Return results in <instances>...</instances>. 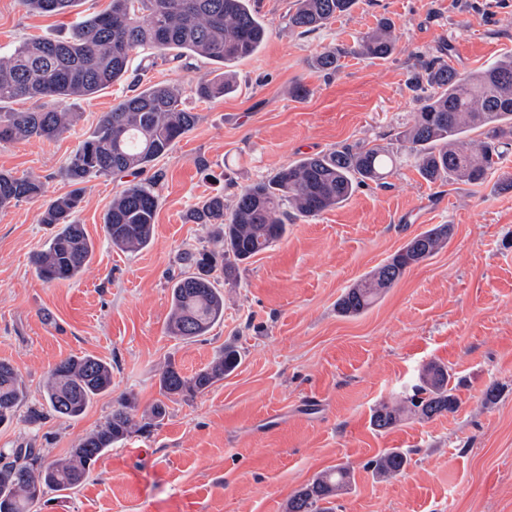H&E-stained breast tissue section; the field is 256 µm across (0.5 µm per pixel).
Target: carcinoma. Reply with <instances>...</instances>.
<instances>
[{
	"instance_id": "1",
	"label": "carcinoma",
	"mask_w": 512,
	"mask_h": 512,
	"mask_svg": "<svg viewBox=\"0 0 512 512\" xmlns=\"http://www.w3.org/2000/svg\"><path fill=\"white\" fill-rule=\"evenodd\" d=\"M356 0H295L288 10V28L312 33L349 12ZM28 12L60 14L74 0H19ZM268 29L250 0H111L109 8L80 20L68 38L25 39L0 54V143L53 140L74 127L79 115L67 107L71 99H90L124 79L134 53L170 52L172 59L198 56L222 67L256 53ZM396 50L392 26L382 21L356 40L354 50L327 49L315 61L321 71H337L340 59L352 52L385 60ZM99 119L62 169L72 186L43 202L39 223L53 229L47 247L34 265L47 283L76 279L91 260L94 244L76 218L83 200L82 185L96 176L128 178L104 215L112 247L135 252L153 238L158 198L138 177L196 124L198 116L183 107V89L172 83L140 87ZM409 84L419 91L411 125L399 133L397 148L342 145L326 153L301 157L275 176L245 187L230 212L224 195L209 197L191 214L197 224H214L220 246L196 248L180 257L188 271L170 278L171 313L168 333L184 341L205 336L224 319V291L219 279L261 252L288 231V217L308 218L347 202L357 188L384 185L402 154L411 159L429 184L445 180L478 185L495 173L512 189V173L501 170L512 151V56L473 74H463L436 57L419 64ZM234 81L223 71L200 79L194 90L205 100L230 93ZM31 102L25 110L13 108ZM44 196L43 184L31 177L0 172V208ZM450 225L413 236L369 276L347 289L337 301L344 315L368 309L404 272L438 252L448 240ZM240 363L232 347L206 367L187 375L172 360L159 377L160 393L188 400L224 380ZM112 387V369L101 359L69 357L51 371L44 390L48 412L65 419L80 417L94 399ZM24 398L16 369L0 362V425L10 421ZM459 407L450 387L448 368L430 364L419 373L413 393L397 405L375 408L371 423L378 431L396 426L404 413L422 419L453 413ZM135 403L121 401L105 422L82 437L70 456L48 463L39 448L0 450V512H31L45 490L77 488L94 464L112 446L134 432ZM407 452L392 448L369 462L382 478L405 470ZM351 485L350 469H328L288 499L287 512H336L334 499Z\"/></svg>"
}]
</instances>
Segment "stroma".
<instances>
[{
	"mask_svg": "<svg viewBox=\"0 0 512 512\" xmlns=\"http://www.w3.org/2000/svg\"><path fill=\"white\" fill-rule=\"evenodd\" d=\"M110 0H77L62 14L25 11L0 0V51L26 37L62 38L78 16ZM294 0H256L265 44L230 67L232 94L194 96L212 76L201 57L131 70L174 82L194 128L156 161L159 198L153 242L113 248L103 217L119 180L90 179L77 214L95 250L81 276L46 283L33 257L49 241L39 203L0 209V361L18 372L25 400L0 426V449L32 444L46 461L68 458L124 398L136 403L138 432L113 445L73 493H47L32 512H286L290 495L321 471L345 464L351 486L338 512H512V190L496 177L481 185L424 182L398 162L385 188H359L342 207L289 224L286 235L227 276L224 318L206 336H169V279L186 249L216 246L212 228L191 222L207 198L232 207L244 187L290 162L345 144L394 147L415 108L408 79L442 57L468 74L512 54V0H356L349 13L301 35L288 27ZM388 19L398 39L387 60L350 54L356 39ZM327 47L346 49L330 75L314 67ZM119 82L72 100L78 123L53 141L0 143V170L34 177L46 197L68 191L61 171L102 113L129 95ZM447 242L408 269L363 313H337V299L434 225ZM239 366L202 395L164 400L162 368L191 374L224 346ZM91 354L112 366V389L76 420L31 421L49 371ZM447 367L460 406L430 420L408 415L380 432L381 403L410 393L429 363ZM497 386L499 397L485 404ZM164 404L154 422L151 411ZM408 453L401 476L382 480L368 463Z\"/></svg>",
	"mask_w": 512,
	"mask_h": 512,
	"instance_id": "obj_1",
	"label": "stroma"
}]
</instances>
